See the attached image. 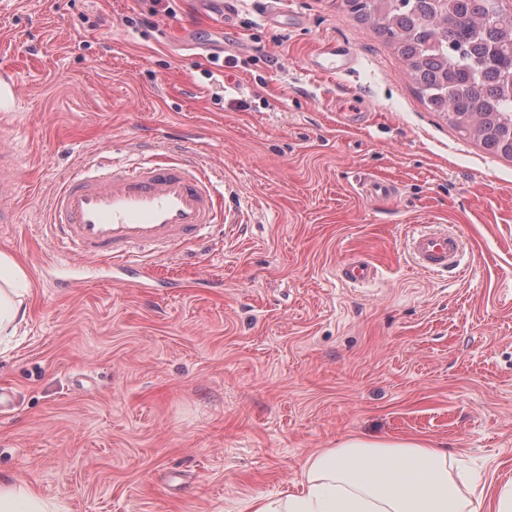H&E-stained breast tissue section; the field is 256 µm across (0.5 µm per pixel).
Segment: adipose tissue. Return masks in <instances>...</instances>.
I'll return each mask as SVG.
<instances>
[{"instance_id":"1","label":"adipose tissue","mask_w":512,"mask_h":512,"mask_svg":"<svg viewBox=\"0 0 512 512\" xmlns=\"http://www.w3.org/2000/svg\"><path fill=\"white\" fill-rule=\"evenodd\" d=\"M26 273L0 253V347L10 346L28 313ZM512 512V483L494 491L468 484L447 451L412 439L349 437L310 455L298 489L248 503L249 512ZM0 512H62L30 485L0 479Z\"/></svg>"}]
</instances>
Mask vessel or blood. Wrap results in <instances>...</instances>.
<instances>
[{"label":"vessel or blood","instance_id":"vessel-or-blood-1","mask_svg":"<svg viewBox=\"0 0 512 512\" xmlns=\"http://www.w3.org/2000/svg\"><path fill=\"white\" fill-rule=\"evenodd\" d=\"M350 47L330 44L311 61L319 74L350 68ZM21 85L16 73L0 69V112L17 109ZM225 221L215 177L203 161L158 148L141 162L106 163L88 156L61 178L48 199L45 223L57 242V255H74L113 267L133 268L150 258H170ZM408 253L419 268L435 272L457 266L460 238L442 228L413 235ZM375 268L354 259L341 269L346 282L369 280Z\"/></svg>","mask_w":512,"mask_h":512}]
</instances>
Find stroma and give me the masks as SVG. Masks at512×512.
I'll list each match as a JSON object with an SVG mask.
<instances>
[{"instance_id": "stroma-1", "label": "stroma", "mask_w": 512, "mask_h": 512, "mask_svg": "<svg viewBox=\"0 0 512 512\" xmlns=\"http://www.w3.org/2000/svg\"><path fill=\"white\" fill-rule=\"evenodd\" d=\"M0 0V64L24 97L0 116L18 190L0 252L29 316L0 355V476L65 512H246L350 437L417 438L512 482V159L429 111L383 38L336 0L299 24L236 0ZM223 42L224 66L208 44ZM351 69L315 75L328 43ZM362 98V116L339 102ZM169 140L218 170L229 222L137 283L53 268L44 207L93 153ZM387 182L376 196L365 185ZM442 224L458 268L425 273L406 239ZM377 270L361 287L338 270ZM374 274V266L363 259H353L344 264L341 269L342 278L351 284L362 283L369 280Z\"/></svg>"}]
</instances>
